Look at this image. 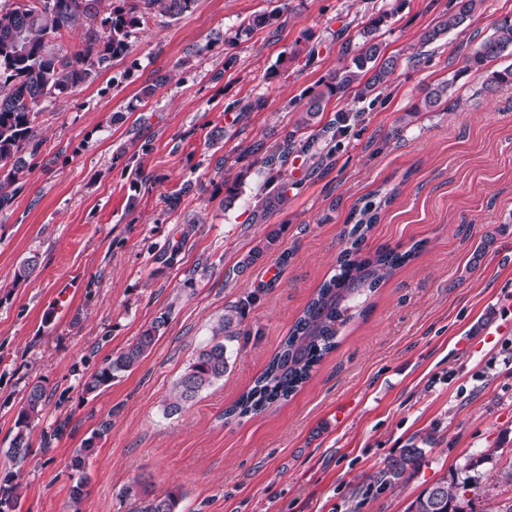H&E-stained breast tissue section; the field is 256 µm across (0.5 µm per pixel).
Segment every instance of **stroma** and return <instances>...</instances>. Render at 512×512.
<instances>
[{"instance_id": "1", "label": "stroma", "mask_w": 512, "mask_h": 512, "mask_svg": "<svg viewBox=\"0 0 512 512\" xmlns=\"http://www.w3.org/2000/svg\"><path fill=\"white\" fill-rule=\"evenodd\" d=\"M381 9L379 40L398 59L385 88L334 97L314 147L270 163L302 96L360 48ZM451 9V0H196L177 19L152 12L127 56L42 104L40 149L0 211V473L15 467L5 451L28 387L48 395L18 466L21 512H66L67 464L105 422L85 512H141L121 496L136 479L158 495L181 492L180 512H407L438 479L463 474L478 483L476 512L512 497L501 477L512 463V88L483 89L512 55L462 70L512 0H484L470 23L421 45ZM271 11L276 27L247 30ZM286 55L287 71L270 78ZM446 81L445 106L413 113L423 88ZM151 84L157 92L144 97ZM256 99L261 109L235 108ZM342 112L346 132L330 133ZM278 173L288 205L255 223L261 189ZM226 179L239 185L229 206L216 190ZM187 181L193 191L169 208ZM388 192L362 250L417 256L368 298L365 317L340 328L336 350L295 396L225 418L335 273L353 208ZM274 229L276 246L245 264ZM178 239L173 263H155ZM34 253L37 271L14 284ZM253 291L223 383L166 414L225 306ZM162 315L166 331L141 363L85 394L104 359ZM413 445L422 464L401 486L379 487Z\"/></svg>"}]
</instances>
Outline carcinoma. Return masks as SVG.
Segmentation results:
<instances>
[{"label": "carcinoma", "instance_id": "1", "mask_svg": "<svg viewBox=\"0 0 512 512\" xmlns=\"http://www.w3.org/2000/svg\"><path fill=\"white\" fill-rule=\"evenodd\" d=\"M195 3L196 0H15L10 7L0 9V211L12 206L14 185L27 169L26 156H34L38 151L35 134L38 106L93 81L112 60L126 56L132 29L140 26L153 9L178 18ZM481 4L482 0H454V10L422 35L421 44L436 42L460 27L476 14ZM387 18L388 12L383 11L370 19L362 30V45L350 63L306 93L296 130L284 138L282 158H288L293 151L303 154L310 150L312 141H295L296 132L314 125L333 97L354 87L364 97L388 81L398 62L394 57L384 56L381 44L375 41V32ZM277 20L275 12L257 14L248 21L246 29L268 28ZM77 25L87 26L85 45L70 56L60 54L53 45L55 38L62 30ZM506 52L512 53V17L509 16L497 21L493 33L466 57L463 71H479L487 62ZM511 85L510 66L492 72L486 89L494 92ZM448 88L447 83L425 88L413 111L439 110L447 103ZM288 191L286 180L272 187L265 186L255 217L263 220L284 210ZM392 197L393 194L387 193L378 201L369 200L354 210L355 222L349 231L351 246L342 252L336 273L317 289L281 342L279 351L254 385L225 411L226 415L239 418L255 415L294 395L310 378L314 367L336 348L340 326L362 313L363 297L415 255L414 247L406 251L384 248L373 254H361V244L376 224L379 210ZM37 265L36 255L21 260L13 283L28 280ZM256 300L257 295L250 294L224 307V315L214 327V341L199 349L185 367L174 385V397L166 405V412H179L224 380L229 369L226 342L241 335L246 310ZM165 326L166 319L159 318L126 348L106 358L104 364L85 379L83 391L97 392L109 386L119 374L137 367L163 335ZM46 402L45 387L34 383L15 418V434L6 451L11 461L18 464L28 457L32 425L42 418ZM107 431V425H102L70 458L72 484L67 512H83L88 476L82 465L93 454L95 439ZM422 459L423 449L415 446L404 449L388 462L380 484L394 486L416 469ZM472 490L474 486L469 477L439 480L410 504L409 512H466L465 495ZM124 496L144 501L142 512H179L182 498L173 491L155 495L141 481L126 486ZM21 498L18 474L9 471L0 478V512H17Z\"/></svg>", "mask_w": 512, "mask_h": 512}]
</instances>
